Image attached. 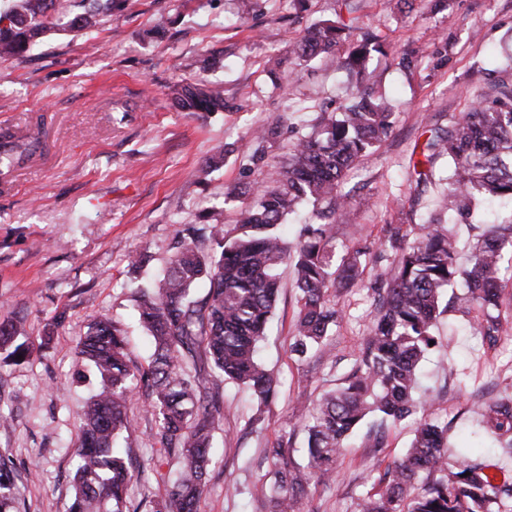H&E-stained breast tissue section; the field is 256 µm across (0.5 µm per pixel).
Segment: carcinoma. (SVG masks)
<instances>
[{"instance_id":"carcinoma-1","label":"carcinoma","mask_w":512,"mask_h":512,"mask_svg":"<svg viewBox=\"0 0 512 512\" xmlns=\"http://www.w3.org/2000/svg\"><path fill=\"white\" fill-rule=\"evenodd\" d=\"M114 2L88 0L71 18L70 30L97 31ZM68 8V0H11L0 13V58L23 57ZM356 30L359 37L341 61L356 92L342 112L326 114L289 150L270 184L256 188L257 199L241 211L232 229L204 224L179 230L178 250L160 286L152 293L139 291V320L154 343L147 366L130 364L124 331L115 321L100 316L89 325L79 353L94 370L98 386L78 412L82 438L73 449L74 494L68 512H129L125 492L142 472L125 461L128 452L117 446V438L129 427L126 408L136 389L155 421L157 454L180 463L166 497L148 502L146 512H196L212 461V431L224 417V402L208 376L245 387L261 405L279 391L280 382L260 365L256 352L279 296L280 266L290 262L295 271L299 316L292 352L304 356L319 349L341 320L332 291L360 276L368 251L334 261V223L351 219L339 184L346 170L391 134L393 112L387 100L365 85L371 57L385 51L378 34L354 18L316 23L289 44L291 56L307 61L333 51ZM492 90L491 98L452 116L448 127L430 130L422 158L411 152L409 214L435 184L436 163L446 160L450 174L442 210L430 213L414 235L401 223L389 225L375 260H391L390 278L375 283L377 315L360 360L340 387L317 400L306 424V463L295 459L289 441L268 449L273 512H299L310 481L335 471L345 440L368 414L381 416L368 433L373 447L380 448L385 421L424 411L418 374L430 342L437 341L434 328L444 310L467 316L489 349L503 336L505 313L512 308L502 279L505 260L512 261V213L487 227L480 214L489 199L512 202V82H498ZM176 103L185 112L228 109L221 91L200 85L183 86ZM279 136L277 118L253 135L251 159H262L264 144ZM0 153L24 163L32 155L31 143L17 144L5 131ZM303 204L330 223L309 228L305 239L291 243L280 227ZM202 282L207 292L197 298L194 290ZM15 334L12 316L0 318V348ZM483 423L498 447L512 454V394L489 404ZM447 435L448 426L420 418L405 456L387 465L360 512H502L504 499L512 498V484L496 481L487 460L463 449L450 452ZM421 472L426 482L417 491L414 479ZM0 512H20L12 461L2 455Z\"/></svg>"}]
</instances>
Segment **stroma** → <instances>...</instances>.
Segmentation results:
<instances>
[{"label": "stroma", "mask_w": 512, "mask_h": 512, "mask_svg": "<svg viewBox=\"0 0 512 512\" xmlns=\"http://www.w3.org/2000/svg\"><path fill=\"white\" fill-rule=\"evenodd\" d=\"M238 7L237 0H120L94 34L61 24L24 59H0V131L20 137L37 129L46 144L22 176L0 180V307L34 350L24 362L0 360V452L18 471L37 472L20 484L22 512H66L73 495L76 412L94 389L82 378L87 368L77 345L90 321L105 314L120 322L132 364H146L153 345L138 321L135 292L163 274L184 225L208 213L232 229L253 201L260 174L240 151L242 139L281 118L284 133L266 159L275 166L353 91L340 64L346 46L292 69L290 40L313 23L350 14L390 50L373 56L369 70L393 106L394 127L343 179L354 219L336 227L339 257L373 245L410 207L406 167L414 144L494 82L512 80V0H451L435 15L421 0L406 12L397 0H307L301 12L291 0H256L243 20ZM443 40L441 62L435 50ZM406 53L412 63L404 67ZM288 69L286 87H274L271 73ZM200 80L223 87L228 111L178 109L174 86ZM218 153L223 166L205 170ZM231 185L243 193L228 201ZM389 274L388 262L371 263L337 289L343 317L322 353L302 360L289 348L299 311L294 270L281 267L282 291L258 349L281 387L261 408L244 387L221 383L224 418L213 432L215 459L199 512H272L260 493L270 480L265 450L290 430L302 448L305 432L293 408H312L361 358L376 314L372 286ZM435 334L440 345L422 360L419 378L429 418L447 425L450 447L486 456L512 475V455L492 447L481 428L483 406L512 393V338L484 351L452 310L439 316ZM143 401L134 393L122 440L137 461L156 455ZM414 427L411 418L387 422L380 448L360 427L334 478L307 486L301 512H358L378 473L404 456ZM178 472L167 460L145 470L129 487V508L165 497Z\"/></svg>", "instance_id": "stroma-1"}]
</instances>
